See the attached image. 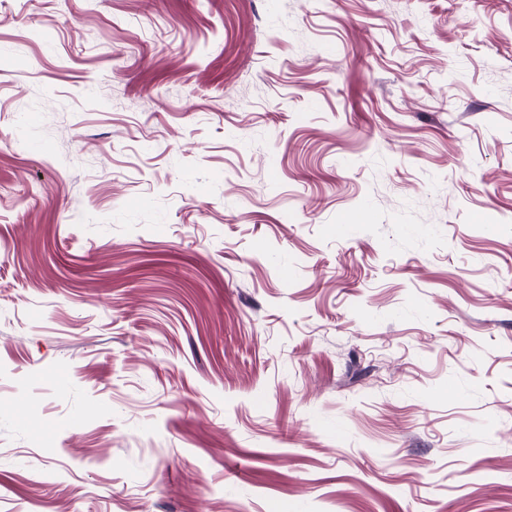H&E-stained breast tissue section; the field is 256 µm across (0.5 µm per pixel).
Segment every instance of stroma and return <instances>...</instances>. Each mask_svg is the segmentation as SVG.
I'll return each mask as SVG.
<instances>
[{
    "mask_svg": "<svg viewBox=\"0 0 512 512\" xmlns=\"http://www.w3.org/2000/svg\"><path fill=\"white\" fill-rule=\"evenodd\" d=\"M0 512H512V0H0Z\"/></svg>",
    "mask_w": 512,
    "mask_h": 512,
    "instance_id": "1",
    "label": "stroma"
}]
</instances>
